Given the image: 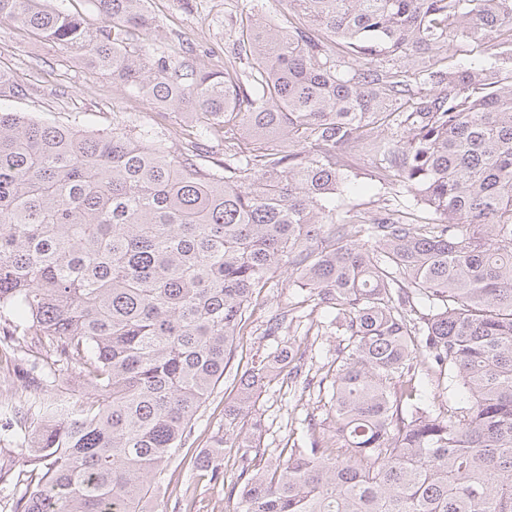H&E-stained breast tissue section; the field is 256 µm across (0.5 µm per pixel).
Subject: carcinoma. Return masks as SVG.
<instances>
[{
	"label": "carcinoma",
	"mask_w": 512,
	"mask_h": 512,
	"mask_svg": "<svg viewBox=\"0 0 512 512\" xmlns=\"http://www.w3.org/2000/svg\"><path fill=\"white\" fill-rule=\"evenodd\" d=\"M90 2L95 29L51 0L0 20L189 131L0 109V357L43 392L0 404L41 472L12 512H144L284 265L347 341L336 439L251 455L241 420L302 356L282 348L196 466L224 481L237 443L240 512H512V0H289L273 24L248 0L222 73L151 55L147 0ZM463 45L487 59L450 62ZM358 155L392 191L372 215L346 203ZM417 358L462 404L423 399ZM75 366L86 402L61 398Z\"/></svg>",
	"instance_id": "obj_1"
}]
</instances>
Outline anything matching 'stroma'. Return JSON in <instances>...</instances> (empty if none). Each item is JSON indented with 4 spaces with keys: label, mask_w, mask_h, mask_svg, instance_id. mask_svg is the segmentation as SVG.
<instances>
[{
    "label": "stroma",
    "mask_w": 512,
    "mask_h": 512,
    "mask_svg": "<svg viewBox=\"0 0 512 512\" xmlns=\"http://www.w3.org/2000/svg\"><path fill=\"white\" fill-rule=\"evenodd\" d=\"M244 6L245 0H149L154 18L150 48L171 56L194 57L211 71L223 70L225 55L238 36ZM0 70L7 71L23 89L19 95L0 96V108L49 123H74L108 132L113 116L131 114L149 119L157 110L145 98L114 85L110 76L88 69L82 59L67 55L10 21L0 22ZM288 280V269H281L272 288L260 297L236 341L235 356L223 383L194 417L190 445L170 467L171 482L150 503L151 512H184L189 501L205 506L207 512H234L236 501L228 497L226 485L239 473V450L225 448V483L221 486L210 483L205 472L195 468L194 457L223 437L224 404L233 397L235 375L277 348L301 346L306 356L298 375L279 376L263 389L256 403L254 415L263 425L261 449L275 457L309 434L333 437L329 396L320 391L319 382L336 357L339 340L330 332L310 333L311 323L321 321L322 316L299 304ZM284 313L291 320L290 326L280 336H266L267 321Z\"/></svg>",
    "instance_id": "stroma-1"
}]
</instances>
